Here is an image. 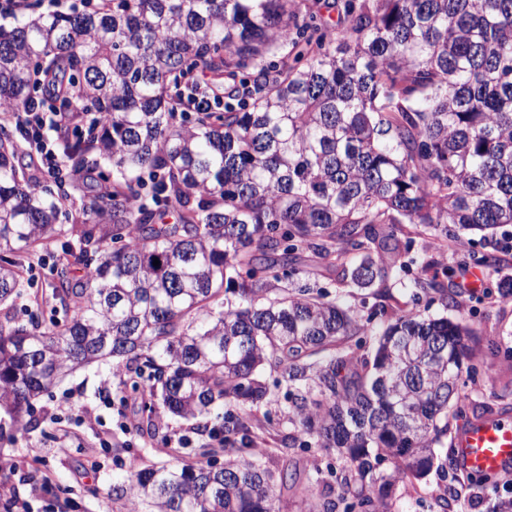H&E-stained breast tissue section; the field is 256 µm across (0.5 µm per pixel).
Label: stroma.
<instances>
[{
    "label": "stroma",
    "mask_w": 512,
    "mask_h": 512,
    "mask_svg": "<svg viewBox=\"0 0 512 512\" xmlns=\"http://www.w3.org/2000/svg\"><path fill=\"white\" fill-rule=\"evenodd\" d=\"M62 252V242H55L44 263L27 269L21 282L22 296L11 310L17 321H28L33 315L51 317V304L36 311L30 300L47 294L49 265ZM411 254L435 259L439 269L448 270L444 279L448 286L465 280L473 256L492 254L502 259L501 269H488L483 285L469 289L448 308L428 293L418 295L398 285L392 292L422 314L445 315L477 329L476 370L463 373V392L488 416L512 418V393L505 389L512 382V299L502 298L497 288L501 276L512 274V226L500 228L495 242H484L475 234L449 242L444 249L427 235H419ZM265 378L271 383L268 400L252 415L262 438L258 461L273 469L287 459L300 472H307L310 453L297 448L285 451L280 446L281 436L288 431L282 414L285 390L274 386L273 373H266ZM138 406V400L125 392L113 375L108 359L75 370L34 401L38 429L13 443L0 441V470L8 474L19 505L27 512H120V503L109 493L113 481L127 477L134 465L174 464V456L165 449L166 441L198 440L193 422L179 418L163 415L156 418L154 429L143 428V418L136 413ZM447 470L458 492L454 512H490L493 504L507 496L494 482L473 486L456 463H448ZM45 477L59 485L57 495L40 492ZM442 484L439 474L433 472L412 486L396 488L392 512H437L433 492Z\"/></svg>",
    "instance_id": "obj_1"
}]
</instances>
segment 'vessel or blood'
I'll use <instances>...</instances> for the list:
<instances>
[{
    "mask_svg": "<svg viewBox=\"0 0 512 512\" xmlns=\"http://www.w3.org/2000/svg\"><path fill=\"white\" fill-rule=\"evenodd\" d=\"M456 454L470 476H512V422L483 418L466 424L456 438Z\"/></svg>",
    "mask_w": 512,
    "mask_h": 512,
    "instance_id": "vessel-or-blood-1",
    "label": "vessel or blood"
}]
</instances>
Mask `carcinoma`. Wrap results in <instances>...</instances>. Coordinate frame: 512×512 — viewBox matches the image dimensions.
I'll list each match as a JSON object with an SVG mask.
<instances>
[{
	"label": "carcinoma",
	"mask_w": 512,
	"mask_h": 512,
	"mask_svg": "<svg viewBox=\"0 0 512 512\" xmlns=\"http://www.w3.org/2000/svg\"><path fill=\"white\" fill-rule=\"evenodd\" d=\"M326 8L338 28L309 0H102L0 27V104L18 109L58 75L62 106L96 114L67 142L74 184L92 152L119 174L61 224L0 125V246L66 238L52 295L74 301L47 324L0 315V437L36 428L31 401L62 375L112 359L148 422L166 412L207 435L193 460L112 484L128 512H284L299 490L308 512H389L398 482L445 475L478 332L400 303L390 282L409 272V224L440 242L512 224V0ZM198 65L241 77L239 101L174 125L171 88ZM144 172L177 223L140 202ZM310 257L378 302L344 308ZM434 265L422 259L410 287L446 308ZM23 270L0 259V304L21 297ZM268 368L292 428L281 446L335 450L341 491L255 460L249 410Z\"/></svg>",
	"instance_id": "1"
}]
</instances>
